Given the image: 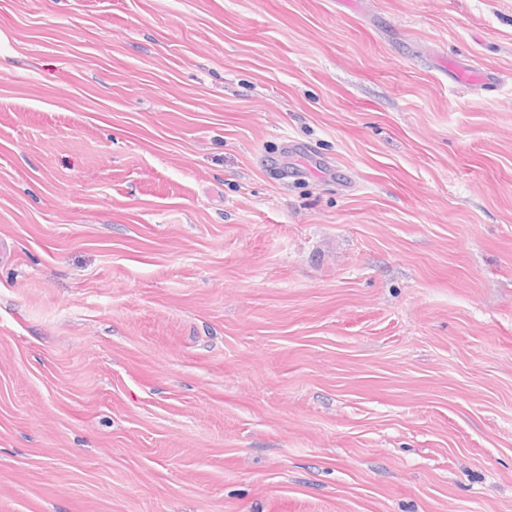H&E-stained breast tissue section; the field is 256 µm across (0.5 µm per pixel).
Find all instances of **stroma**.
Returning <instances> with one entry per match:
<instances>
[{"label":"stroma","instance_id":"1","mask_svg":"<svg viewBox=\"0 0 512 512\" xmlns=\"http://www.w3.org/2000/svg\"><path fill=\"white\" fill-rule=\"evenodd\" d=\"M0 512H512V0H0Z\"/></svg>","mask_w":512,"mask_h":512}]
</instances>
